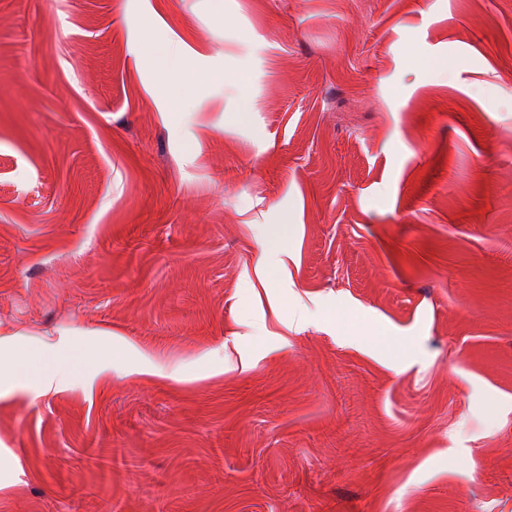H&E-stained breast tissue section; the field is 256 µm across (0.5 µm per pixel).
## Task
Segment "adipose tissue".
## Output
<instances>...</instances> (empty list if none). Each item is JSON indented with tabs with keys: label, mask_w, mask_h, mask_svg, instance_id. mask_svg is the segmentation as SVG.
<instances>
[{
	"label": "adipose tissue",
	"mask_w": 512,
	"mask_h": 512,
	"mask_svg": "<svg viewBox=\"0 0 512 512\" xmlns=\"http://www.w3.org/2000/svg\"><path fill=\"white\" fill-rule=\"evenodd\" d=\"M97 359L93 352L71 349L50 352L21 341L0 356V387L62 384L79 370L94 365Z\"/></svg>",
	"instance_id": "ef3b65f1"
}]
</instances>
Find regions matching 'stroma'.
I'll return each mask as SVG.
<instances>
[{"label":"stroma","instance_id":"1","mask_svg":"<svg viewBox=\"0 0 512 512\" xmlns=\"http://www.w3.org/2000/svg\"><path fill=\"white\" fill-rule=\"evenodd\" d=\"M17 336L0 512H512V0H0ZM167 57L156 54L151 59V64L158 71H165L168 66H178L179 69L186 74L193 76L191 64L189 60L182 54L176 47H168L166 52ZM155 90L157 95L166 102L168 114L179 115L181 112H186L187 95L184 88L171 83L166 78H161ZM97 359L93 352L71 349L50 352L20 341L6 353L0 350V387L37 386L46 382L59 385L70 380L79 370L94 365Z\"/></svg>","mask_w":512,"mask_h":512}]
</instances>
